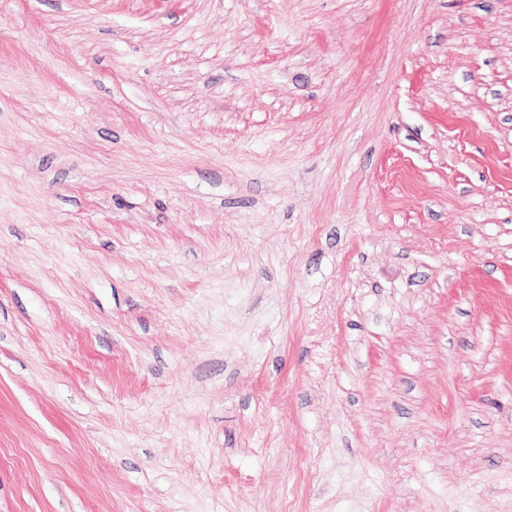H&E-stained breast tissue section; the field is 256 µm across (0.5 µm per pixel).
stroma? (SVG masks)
Listing matches in <instances>:
<instances>
[{
  "label": "stroma",
  "mask_w": 512,
  "mask_h": 512,
  "mask_svg": "<svg viewBox=\"0 0 512 512\" xmlns=\"http://www.w3.org/2000/svg\"><path fill=\"white\" fill-rule=\"evenodd\" d=\"M0 512H512V0H0Z\"/></svg>",
  "instance_id": "35a3bbf8"
}]
</instances>
